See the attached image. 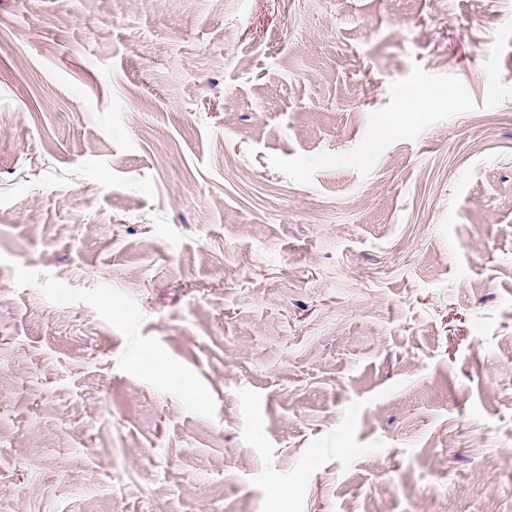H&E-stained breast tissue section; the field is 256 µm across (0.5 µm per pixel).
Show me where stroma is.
Wrapping results in <instances>:
<instances>
[{
	"label": "stroma",
	"instance_id": "stroma-1",
	"mask_svg": "<svg viewBox=\"0 0 512 512\" xmlns=\"http://www.w3.org/2000/svg\"><path fill=\"white\" fill-rule=\"evenodd\" d=\"M0 512H512V0H0Z\"/></svg>",
	"mask_w": 512,
	"mask_h": 512
}]
</instances>
